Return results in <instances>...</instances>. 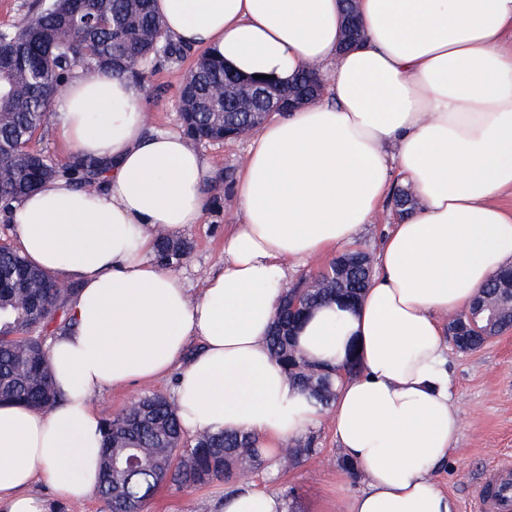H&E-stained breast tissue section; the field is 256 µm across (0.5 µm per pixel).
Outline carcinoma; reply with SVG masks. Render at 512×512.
Segmentation results:
<instances>
[{
    "label": "carcinoma",
    "instance_id": "obj_1",
    "mask_svg": "<svg viewBox=\"0 0 512 512\" xmlns=\"http://www.w3.org/2000/svg\"><path fill=\"white\" fill-rule=\"evenodd\" d=\"M91 55L84 54L88 45ZM179 57L183 48L164 39L163 24L152 0H46L24 23L0 29V212L11 213L44 181L58 173L72 176L89 189L104 180L107 164L95 158L70 157L56 162L26 147L31 135L48 121L54 88L75 67L93 72L110 67L119 75L143 82L148 64L159 50ZM244 75L226 69L224 60L206 53L185 77L179 90L178 112L184 135L197 141L218 139L220 129L234 136L253 125L254 114L243 112L233 99L219 94L224 85ZM320 78L301 72L288 92H312ZM189 242L157 235L155 258L176 267L188 256ZM355 267L338 271L335 263L314 279L287 289L277 313L269 348L288 376L324 408L335 398L333 373L307 361L296 348L293 332L313 308L331 301H354L365 288L373 257L356 251ZM55 280L29 263L21 251L0 245V402L49 408L57 400L42 342L48 332L67 328V301ZM25 296L23 307L16 306ZM484 301L512 297V269L497 272L483 289ZM103 479L99 496L108 512H146L165 483L190 488L214 480L236 479L246 462L260 465L262 456L252 437L203 432L187 436L176 407L166 395L146 392L121 414L104 420ZM317 454L313 438L290 447L289 465Z\"/></svg>",
    "mask_w": 512,
    "mask_h": 512
}]
</instances>
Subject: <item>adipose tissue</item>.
Masks as SVG:
<instances>
[{"instance_id":"obj_1","label":"adipose tissue","mask_w":512,"mask_h":512,"mask_svg":"<svg viewBox=\"0 0 512 512\" xmlns=\"http://www.w3.org/2000/svg\"><path fill=\"white\" fill-rule=\"evenodd\" d=\"M169 40L245 75L328 77L324 96L274 115L252 138L233 189L239 216L224 263L199 291L150 260L207 212L212 172L179 132L147 131L142 88L77 68L54 99L56 134L109 161L101 189L59 176L9 216L20 249L78 283L70 326L51 337L59 401L0 405V512H52L100 484L103 420L92 397L175 375L186 434H247L277 460L331 415L366 476L348 512H457L434 476L458 441L443 316L465 311L512 266V0H358L363 45L341 50L340 0H154ZM402 179L419 200L394 224L356 305L313 310L295 341L309 360L359 372L323 410L289 379L268 338L292 264L348 247ZM224 512H285L242 483Z\"/></svg>"}]
</instances>
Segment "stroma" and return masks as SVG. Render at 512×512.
Listing matches in <instances>:
<instances>
[{
    "label": "stroma",
    "mask_w": 512,
    "mask_h": 512,
    "mask_svg": "<svg viewBox=\"0 0 512 512\" xmlns=\"http://www.w3.org/2000/svg\"><path fill=\"white\" fill-rule=\"evenodd\" d=\"M198 56L194 49L181 59L161 57L151 64L143 99L150 128L179 130L177 91ZM249 143V137L244 136L199 146L216 171V182L209 190L205 222L189 226L183 234L192 249L177 270L188 287L199 288L204 278L224 261V232L238 215L232 183ZM448 373L463 426L435 481L455 497L458 512H471L472 490L486 468L497 456L512 455V328L503 330L480 350L466 353L449 349ZM173 384L174 379L169 376L149 384L108 389L93 398L92 406L107 419L145 392L170 393ZM311 435L317 456L287 469L266 459L261 465L248 467L247 479L256 487L277 490L285 512H346L349 500L366 488L367 481L344 468V455L331 420H323ZM229 490L221 480L192 488L167 484L158 490L148 512H223Z\"/></svg>",
    "instance_id": "obj_1"
}]
</instances>
